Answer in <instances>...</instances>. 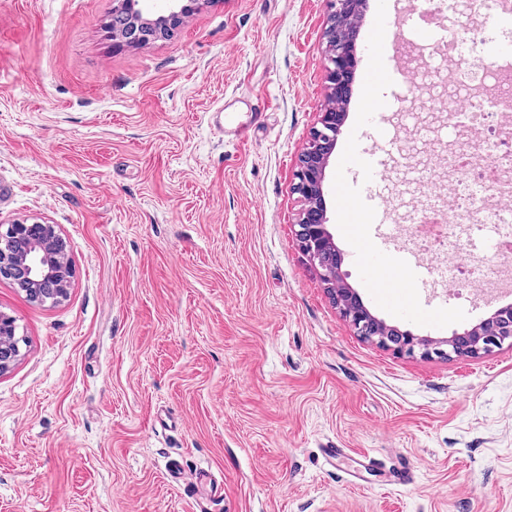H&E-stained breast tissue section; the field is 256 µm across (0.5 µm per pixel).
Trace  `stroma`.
I'll list each match as a JSON object with an SVG mask.
<instances>
[{
  "mask_svg": "<svg viewBox=\"0 0 512 512\" xmlns=\"http://www.w3.org/2000/svg\"><path fill=\"white\" fill-rule=\"evenodd\" d=\"M113 0H0V221L55 225L66 300L0 279L20 355L0 374V512H512V346L399 354L359 336L300 249L299 155L327 103L328 0H207L170 37L114 47ZM415 12L366 0L361 28L436 64ZM354 94L323 189L346 282L386 324L440 339L512 304L397 273L378 298L358 256L412 252L426 190L402 167L419 134L390 110L389 178ZM265 102L244 143L217 111ZM381 204L354 235L339 195ZM375 469L340 485L323 445ZM401 460L409 486H390ZM212 472L200 496L171 465Z\"/></svg>",
  "mask_w": 512,
  "mask_h": 512,
  "instance_id": "obj_1",
  "label": "stroma"
}]
</instances>
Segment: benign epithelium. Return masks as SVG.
Here are the masks:
<instances>
[{
	"label": "benign epithelium",
	"instance_id": "benign-epithelium-1",
	"mask_svg": "<svg viewBox=\"0 0 512 512\" xmlns=\"http://www.w3.org/2000/svg\"><path fill=\"white\" fill-rule=\"evenodd\" d=\"M140 0H113V10L127 14L130 27L126 42L140 36L141 30L151 28L158 34H170L179 27L184 18L193 13L200 0H165L166 9L159 13H146L139 7ZM331 22L326 29L329 46L327 82L335 98L336 88L349 84L355 65V55L350 44L342 41L337 34L340 17L346 11H352L363 0H330ZM123 41V42H125ZM117 42V45H123ZM344 113L326 106L320 113L321 128L314 131L306 150L300 155L295 171L294 190L305 201L299 220L296 238L301 250L316 265H321L322 256L336 250L333 237L326 227L327 209L323 192V181L335 140L343 126ZM61 241L55 226L51 224H27L14 222L7 225L5 233L0 235V275H21L23 288L30 297H35L39 288L49 280L57 283L60 294L52 299L57 303L67 297L71 284L72 267L65 254L59 251ZM323 279L327 290L340 308L342 315L349 320L358 333H363V314L345 307L342 295L353 296L354 290L345 282L340 268L325 269ZM383 332L377 336L378 343L397 353H413L415 349L422 354L441 356H475L487 352L508 340H512V307L507 305L496 310L491 316L470 329L439 342V346L430 347L429 340L419 339L408 332H401L386 324H381ZM16 335L11 318L0 314V371L8 368L17 358L10 353L6 338ZM448 349H442V346Z\"/></svg>",
	"mask_w": 512,
	"mask_h": 512
}]
</instances>
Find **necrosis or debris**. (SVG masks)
<instances>
[{
	"label": "necrosis or debris",
	"mask_w": 512,
	"mask_h": 512,
	"mask_svg": "<svg viewBox=\"0 0 512 512\" xmlns=\"http://www.w3.org/2000/svg\"><path fill=\"white\" fill-rule=\"evenodd\" d=\"M512 12V0H473L464 32L450 31L443 56L452 62L448 88L422 104L429 112H459L457 138L448 150L447 205L416 216L421 254L445 257L440 282L466 286L492 272H512V63L473 60L483 42L482 18ZM497 227V246L461 270L459 259L483 224Z\"/></svg>",
	"instance_id": "1"
}]
</instances>
